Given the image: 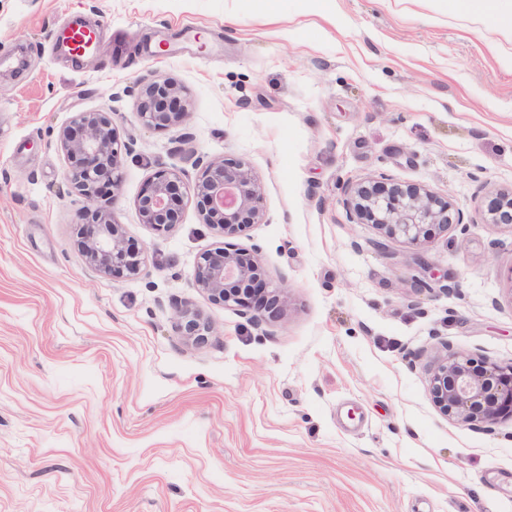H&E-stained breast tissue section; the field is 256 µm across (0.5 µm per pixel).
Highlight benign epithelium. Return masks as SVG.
<instances>
[{
	"mask_svg": "<svg viewBox=\"0 0 512 512\" xmlns=\"http://www.w3.org/2000/svg\"><path fill=\"white\" fill-rule=\"evenodd\" d=\"M123 95L135 100L138 118L147 128L181 125L189 119L190 100L174 81L142 79L124 88ZM56 141L68 162L66 179L85 201L78 212V246L88 265L105 274L139 275L146 250L129 247L114 211L99 203L107 192L112 201L118 200L128 152L112 112L75 113L59 129ZM188 159L198 171L192 182L186 180V171L175 168L149 178L136 202L140 221L167 232L182 223L183 198L192 200L200 223L224 237L199 255L194 287L215 304L245 309L250 325L262 331L286 311V277L270 285L260 246L243 248L231 239L251 224L266 222L263 186L242 160L210 159L195 151ZM344 206L352 223L375 225L381 234L376 246L383 251L391 240L417 244L437 230L464 224L463 211L451 200L420 184L396 182L386 173L346 187ZM487 214L489 223L512 227V193L493 196ZM174 329L195 343L212 332L199 311L181 304L174 305ZM430 391L444 414L459 424L492 433L502 421H512V362L453 352L433 368Z\"/></svg>",
	"mask_w": 512,
	"mask_h": 512,
	"instance_id": "benign-epithelium-1",
	"label": "benign epithelium"
}]
</instances>
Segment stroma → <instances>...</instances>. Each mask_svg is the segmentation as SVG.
<instances>
[{"label": "stroma", "mask_w": 512, "mask_h": 512, "mask_svg": "<svg viewBox=\"0 0 512 512\" xmlns=\"http://www.w3.org/2000/svg\"><path fill=\"white\" fill-rule=\"evenodd\" d=\"M0 0V512H512V422L485 434L441 413L447 352L512 362V43L410 0ZM73 18L100 52L57 47ZM172 79L186 128L148 129L124 87ZM120 100H113V93ZM115 110L130 147L114 206L145 275L93 270L83 199L56 134ZM247 162L268 221L242 232L288 311L266 332L193 286L221 243L194 204L168 232L136 200L187 150ZM386 173L452 199L464 227L379 251L347 184ZM427 282L414 290L413 279ZM213 334L174 330L173 304ZM490 224H502L512 228V193H498L486 206Z\"/></svg>", "instance_id": "obj_1"}]
</instances>
